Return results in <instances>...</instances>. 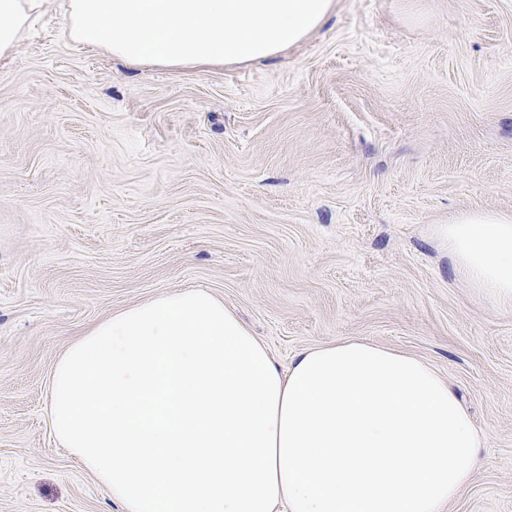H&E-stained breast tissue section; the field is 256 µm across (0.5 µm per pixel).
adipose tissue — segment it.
<instances>
[{
  "mask_svg": "<svg viewBox=\"0 0 512 512\" xmlns=\"http://www.w3.org/2000/svg\"><path fill=\"white\" fill-rule=\"evenodd\" d=\"M46 0H0V56ZM336 0H67L70 36L135 66L248 64L318 30ZM442 233L470 288L512 307V212ZM56 438L122 512H446L483 444L446 378L360 339L280 370L203 288L115 313L50 383Z\"/></svg>",
  "mask_w": 512,
  "mask_h": 512,
  "instance_id": "obj_1",
  "label": "adipose tissue"
}]
</instances>
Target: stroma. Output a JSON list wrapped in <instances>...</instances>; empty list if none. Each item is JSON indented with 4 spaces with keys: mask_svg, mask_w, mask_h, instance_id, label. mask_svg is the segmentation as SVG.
I'll return each instance as SVG.
<instances>
[{
    "mask_svg": "<svg viewBox=\"0 0 512 512\" xmlns=\"http://www.w3.org/2000/svg\"><path fill=\"white\" fill-rule=\"evenodd\" d=\"M512 211V0H337L250 65L127 64L56 0L0 59V512H121L49 385L113 313L209 289L280 366L346 338L414 355L486 441L448 512H512V308L440 235Z\"/></svg>",
    "mask_w": 512,
    "mask_h": 512,
    "instance_id": "stroma-1",
    "label": "stroma"
}]
</instances>
